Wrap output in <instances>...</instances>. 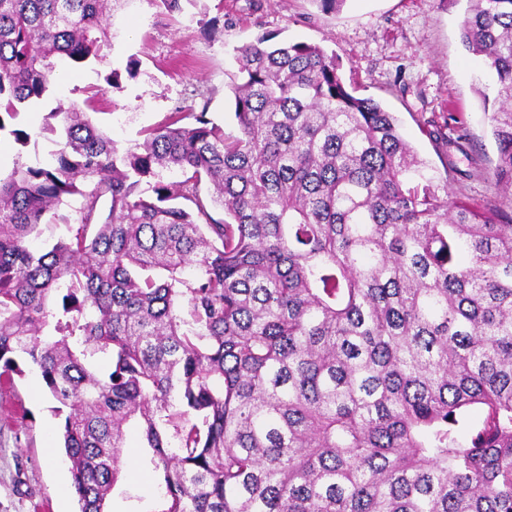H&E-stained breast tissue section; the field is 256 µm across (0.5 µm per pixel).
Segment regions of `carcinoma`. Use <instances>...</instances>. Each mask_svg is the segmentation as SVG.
<instances>
[{
	"instance_id": "obj_1",
	"label": "carcinoma",
	"mask_w": 512,
	"mask_h": 512,
	"mask_svg": "<svg viewBox=\"0 0 512 512\" xmlns=\"http://www.w3.org/2000/svg\"><path fill=\"white\" fill-rule=\"evenodd\" d=\"M469 2L509 191L512 0ZM111 15L0 0V134L27 145L15 120L55 60H103ZM235 60V135L204 105L122 151L61 104L51 164L0 174V388L25 361L60 404L79 512H109L131 422L158 512H512V211L439 195L335 54L266 34ZM71 196L78 222L34 252Z\"/></svg>"
}]
</instances>
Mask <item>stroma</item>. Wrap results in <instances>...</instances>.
<instances>
[{
  "label": "stroma",
  "instance_id": "35a3bbf8",
  "mask_svg": "<svg viewBox=\"0 0 512 512\" xmlns=\"http://www.w3.org/2000/svg\"><path fill=\"white\" fill-rule=\"evenodd\" d=\"M468 6L469 0H345L325 11L318 0H188L170 13L160 0H112L108 55L99 63H59L61 80L18 119L19 128L33 134L29 146L0 137V171L9 172L19 159L51 162L54 137L43 126L60 103L79 104L122 150L170 113L191 108L207 109L225 133H236L228 95L233 50L272 33L336 54L346 81L394 112L403 136L436 171L454 160L451 197L480 211L512 208L493 177L497 144L483 100L493 79L461 41ZM113 72L118 85L110 88L105 78ZM435 127L461 138L464 152L449 153L432 141L428 132ZM472 158L481 174L462 178ZM54 405L33 371L0 393V512H76ZM161 494L160 478L136 430H129L111 512H154Z\"/></svg>",
  "mask_w": 512,
  "mask_h": 512
}]
</instances>
